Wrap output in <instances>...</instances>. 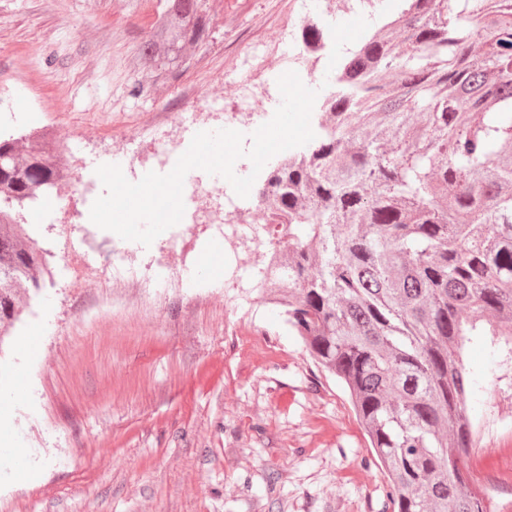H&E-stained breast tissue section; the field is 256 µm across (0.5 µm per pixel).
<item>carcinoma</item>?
Returning a JSON list of instances; mask_svg holds the SVG:
<instances>
[{"mask_svg":"<svg viewBox=\"0 0 512 512\" xmlns=\"http://www.w3.org/2000/svg\"><path fill=\"white\" fill-rule=\"evenodd\" d=\"M403 2L341 57L315 138L255 189L288 237L258 293L348 389L393 512H489L465 476L462 349L487 317L512 342V0ZM214 29L209 0H158L130 93L196 65ZM55 149L0 134V328L41 289L18 217L63 179Z\"/></svg>","mask_w":512,"mask_h":512,"instance_id":"carcinoma-1","label":"carcinoma"}]
</instances>
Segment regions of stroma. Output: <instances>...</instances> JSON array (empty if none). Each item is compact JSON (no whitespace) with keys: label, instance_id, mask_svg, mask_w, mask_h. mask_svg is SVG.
Instances as JSON below:
<instances>
[{"label":"stroma","instance_id":"1","mask_svg":"<svg viewBox=\"0 0 512 512\" xmlns=\"http://www.w3.org/2000/svg\"><path fill=\"white\" fill-rule=\"evenodd\" d=\"M215 39L177 79L135 97L131 49L154 19V0L128 13L120 0H0V105L18 121L66 133L56 161L58 223L30 228L45 256L40 292L0 342V408L12 411L0 446V512H384L386 486L344 385L321 371L278 309L260 299L224 301L211 223L218 206L186 204L190 257L183 285L157 289L150 307L137 288L112 286V251L139 265L170 245L127 241L90 224L88 175L100 163L137 175L159 169L153 143L178 135L175 118L196 102L223 103L251 135L277 104L278 37L300 39L299 11L319 14L337 43L400 11L401 0H212ZM138 143L130 155L127 136ZM39 327L35 362L14 352ZM478 446L471 480L512 469V344L484 327L463 349ZM24 449L35 479L5 460Z\"/></svg>","mask_w":512,"mask_h":512}]
</instances>
